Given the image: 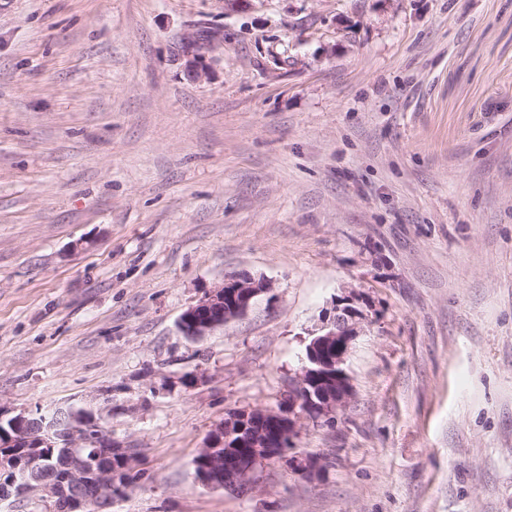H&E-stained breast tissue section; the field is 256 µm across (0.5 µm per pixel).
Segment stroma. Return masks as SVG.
Returning <instances> with one entry per match:
<instances>
[{
  "label": "stroma",
  "instance_id": "35a3bbf8",
  "mask_svg": "<svg viewBox=\"0 0 512 512\" xmlns=\"http://www.w3.org/2000/svg\"><path fill=\"white\" fill-rule=\"evenodd\" d=\"M233 273L272 289L183 336ZM348 287L321 471L198 483ZM105 396L112 512H512V0H0V410ZM184 48L185 66L188 73L193 77L201 76L203 73V56L200 53L201 47L195 36L191 35L187 38Z\"/></svg>",
  "mask_w": 512,
  "mask_h": 512
}]
</instances>
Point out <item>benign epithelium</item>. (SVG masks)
I'll use <instances>...</instances> for the list:
<instances>
[{
    "instance_id": "1",
    "label": "benign epithelium",
    "mask_w": 512,
    "mask_h": 512,
    "mask_svg": "<svg viewBox=\"0 0 512 512\" xmlns=\"http://www.w3.org/2000/svg\"><path fill=\"white\" fill-rule=\"evenodd\" d=\"M184 57L188 73L201 76L202 55L193 35L185 42ZM270 290L264 279L227 275L222 285L182 314L180 329L187 336H205L243 316L257 297ZM368 322L356 294L336 300L333 315H324L320 333L306 345L305 361L288 398L276 410L230 411L197 454L195 479L208 487L245 494L259 463L283 462L307 477L319 472L314 456L288 457L298 438V418L302 414L330 424L349 404L353 386L345 363ZM102 412L94 408L91 417L80 421H59L41 409L18 415L14 433L0 451V502L37 499L57 512H88L94 503L102 512L112 508V500L127 486V479L113 468V456L121 457L126 471L131 458L101 425Z\"/></svg>"
}]
</instances>
